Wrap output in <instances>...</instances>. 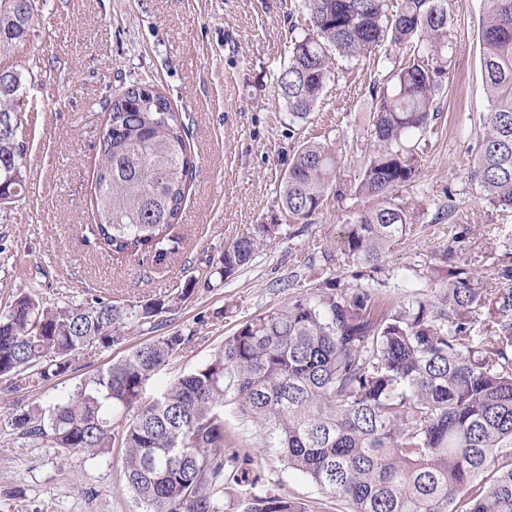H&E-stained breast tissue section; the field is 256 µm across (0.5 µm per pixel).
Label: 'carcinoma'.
<instances>
[{"label":"carcinoma","instance_id":"carcinoma-1","mask_svg":"<svg viewBox=\"0 0 512 512\" xmlns=\"http://www.w3.org/2000/svg\"><path fill=\"white\" fill-rule=\"evenodd\" d=\"M0 0V197L27 191L26 153L15 127L16 88L26 76L10 61L27 46L35 11ZM445 0H303L311 30L294 41L278 78L288 136L307 121L331 81V53L352 61L389 42L411 51L370 85L378 151L354 186L336 183L339 158L305 140L281 178L280 221L257 224L224 246L199 276L147 300L48 307L32 293L0 311V376L25 383L27 371L51 381L95 344L125 332L149 339L84 382L67 398L22 411L11 425L91 459L118 449L127 491L142 512H221L229 484L245 512H304L263 478L224 415L233 405L258 431V447L305 475L350 512H512V256L494 266L498 288L474 287L480 274L457 265L465 230L448 231L446 283L437 300L417 294L391 305L379 278L391 245L416 219L395 192L420 175L417 152L436 119L438 77L448 65ZM487 112L473 142L471 180L480 199L512 209V0H488L480 27ZM180 113L149 85L112 99L99 140L96 221L105 252L151 255L175 250L171 231L195 164ZM355 194L378 200L349 215L336 249L308 260L327 277L284 307L257 314L200 367L151 399L146 383L185 354L194 333L162 332L197 286L222 288L282 226L308 225L327 204ZM352 281L336 277L339 256ZM488 317L478 321L479 309ZM481 335H476L477 331Z\"/></svg>","mask_w":512,"mask_h":512}]
</instances>
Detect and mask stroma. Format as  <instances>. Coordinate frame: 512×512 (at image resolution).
Instances as JSON below:
<instances>
[{
	"instance_id": "stroma-1",
	"label": "stroma",
	"mask_w": 512,
	"mask_h": 512,
	"mask_svg": "<svg viewBox=\"0 0 512 512\" xmlns=\"http://www.w3.org/2000/svg\"><path fill=\"white\" fill-rule=\"evenodd\" d=\"M299 2L39 0L28 47L16 56L32 72L26 87L37 105L19 130L32 188L0 210V307L9 296L28 292L50 306L85 304L95 296L149 299L200 274L252 225L272 223L280 178L299 145L288 136L277 85L294 39L310 28ZM445 5L452 47L435 98L439 117L418 149V181L399 190L418 217L383 262L384 294L399 305L418 291L436 295L420 274L439 265L449 224L468 229L457 263L481 272L479 287H493V266L512 253V213L481 201L469 177L470 146L487 106L479 40L486 2ZM330 69L334 79L305 126L336 149L337 182L353 185L378 149L368 124V87L380 67L373 58L334 55ZM134 84L154 86L181 113L197 166L174 231L177 250L160 264L113 258L87 230L109 104ZM369 205L364 198L329 202L302 233L268 242L223 287L196 289L165 327L169 333L194 331L193 343L147 383L144 398L206 362L240 321L286 305L298 290L286 285L292 272H300L301 287L318 285L320 268L303 272L300 264L336 244L349 212ZM143 341L131 330L120 345L88 347L56 381L36 378L17 389L0 378V512H139L125 488L119 454L90 459L65 453L20 437L8 420L18 411L53 405ZM225 413L251 446L256 469L285 497L310 512H344L343 503L258 448L255 427L233 406Z\"/></svg>"
}]
</instances>
